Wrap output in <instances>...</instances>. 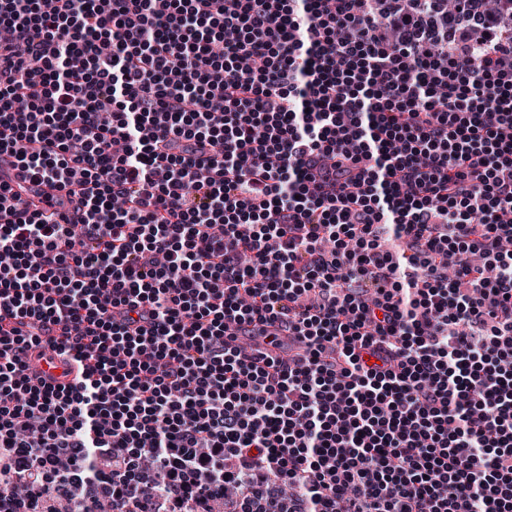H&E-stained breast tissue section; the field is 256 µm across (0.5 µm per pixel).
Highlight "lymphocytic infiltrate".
Listing matches in <instances>:
<instances>
[{
	"label": "lymphocytic infiltrate",
	"mask_w": 512,
	"mask_h": 512,
	"mask_svg": "<svg viewBox=\"0 0 512 512\" xmlns=\"http://www.w3.org/2000/svg\"><path fill=\"white\" fill-rule=\"evenodd\" d=\"M0 28V512H512V0ZM13 158L2 155L0 156V183H7L14 191H20L19 186L26 189L22 192L24 195H29L34 199L44 198L48 195L55 193L51 187L46 183H38L29 180L24 172L19 167L13 165Z\"/></svg>",
	"instance_id": "obj_1"
}]
</instances>
